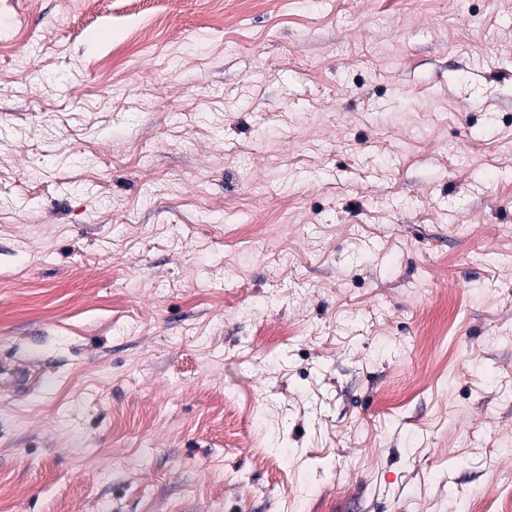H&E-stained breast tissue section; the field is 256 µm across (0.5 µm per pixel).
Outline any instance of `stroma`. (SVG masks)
Segmentation results:
<instances>
[{"label":"stroma","instance_id":"1","mask_svg":"<svg viewBox=\"0 0 512 512\" xmlns=\"http://www.w3.org/2000/svg\"><path fill=\"white\" fill-rule=\"evenodd\" d=\"M0 0V512L512 497V0Z\"/></svg>","mask_w":512,"mask_h":512}]
</instances>
